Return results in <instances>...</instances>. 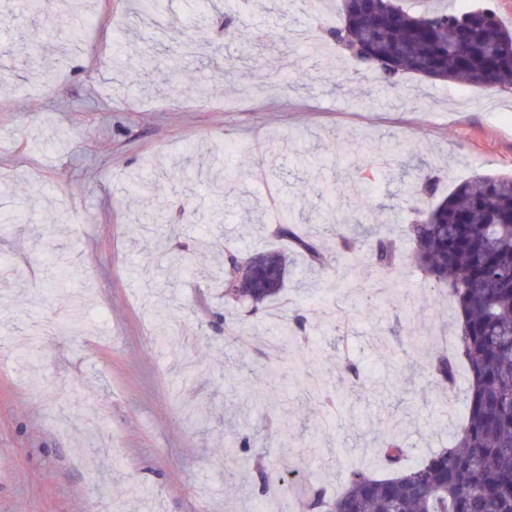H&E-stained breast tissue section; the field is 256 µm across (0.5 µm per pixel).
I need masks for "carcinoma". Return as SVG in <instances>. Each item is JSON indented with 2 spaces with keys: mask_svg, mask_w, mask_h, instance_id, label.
Wrapping results in <instances>:
<instances>
[{
  "mask_svg": "<svg viewBox=\"0 0 512 512\" xmlns=\"http://www.w3.org/2000/svg\"><path fill=\"white\" fill-rule=\"evenodd\" d=\"M339 6L342 24L328 34L337 44L349 37L355 43L347 56L351 67L388 88L397 86L399 75L412 74L512 91V29L490 7L411 11L400 0H339ZM154 65L155 57H142L133 83L149 85L141 76ZM163 83L174 95L201 87L181 72ZM208 165L209 158L192 147L173 176L189 182ZM439 180L429 169L409 186L415 204L407 224L400 236L384 232L369 243V264L372 275H386L405 255L433 285H448L461 324L452 353L433 351L427 374L446 387L458 363L467 365L463 426L449 447L408 466L402 465L408 449L391 439L384 448L390 475L353 470L334 497L314 488L307 495L313 512H512V176L476 174L442 197ZM267 233L288 249L222 252L217 274L224 283L226 327L279 300L297 263L309 278L318 277L325 269L323 240L345 256L354 253L353 238L336 224H318L304 235L285 214ZM307 322L297 313L281 334L305 336ZM232 446L259 472L268 493L291 491L292 483L267 473L249 437H236Z\"/></svg>",
  "mask_w": 512,
  "mask_h": 512,
  "instance_id": "1",
  "label": "carcinoma"
}]
</instances>
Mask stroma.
I'll return each mask as SVG.
<instances>
[{"label": "stroma", "instance_id": "obj_1", "mask_svg": "<svg viewBox=\"0 0 512 512\" xmlns=\"http://www.w3.org/2000/svg\"><path fill=\"white\" fill-rule=\"evenodd\" d=\"M213 3L200 17L164 0L147 27L137 0H101L85 43L23 97L32 37L55 28L59 5L32 15L0 0V212L12 217L0 224V342L13 351L0 358V512H258L259 474L224 454L235 436L285 480L332 495L351 470L383 474L389 436L417 459L461 427L466 370L448 389L424 371L452 344L456 307L444 288L433 309L406 303L430 288L415 268L378 283L362 253L332 257L311 291L295 268L277 304L229 333L218 276L158 282L177 253L216 257L215 239L267 248L272 193L305 229L395 231L418 168L440 171L443 194L478 172L512 174V93L412 75L392 90L354 75L339 49L288 48V28L339 22L336 0L317 16ZM121 30L128 58L158 45L157 76L190 65L205 93L116 81ZM339 140L348 153L330 154ZM192 145L214 150L221 184L164 177ZM139 179L151 193L131 194ZM153 209L169 223L133 233ZM298 312L312 327L304 349L279 334ZM48 318L59 332L32 340L29 321ZM342 356L357 381L337 371ZM311 381L332 406L313 408Z\"/></svg>", "mask_w": 512, "mask_h": 512}]
</instances>
